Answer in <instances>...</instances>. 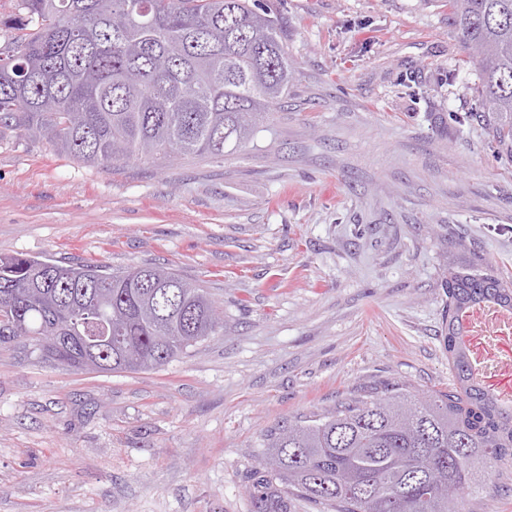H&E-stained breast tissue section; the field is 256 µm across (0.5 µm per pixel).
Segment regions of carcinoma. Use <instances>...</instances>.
Masks as SVG:
<instances>
[{
    "instance_id": "cac0c4a2",
    "label": "carcinoma",
    "mask_w": 512,
    "mask_h": 512,
    "mask_svg": "<svg viewBox=\"0 0 512 512\" xmlns=\"http://www.w3.org/2000/svg\"><path fill=\"white\" fill-rule=\"evenodd\" d=\"M479 72L493 138L512 153V0H448ZM0 125L84 164L242 149L288 94L277 17L250 0H18L0 20ZM446 391H369L269 431L266 488L335 512H466L488 466L512 464V406L476 380L461 316L512 312V282L479 264L448 272ZM201 285L170 269L47 267L0 255V348L25 343L74 371L143 372L221 322Z\"/></svg>"
}]
</instances>
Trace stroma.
<instances>
[{
    "label": "stroma",
    "instance_id": "stroma-1",
    "mask_svg": "<svg viewBox=\"0 0 512 512\" xmlns=\"http://www.w3.org/2000/svg\"><path fill=\"white\" fill-rule=\"evenodd\" d=\"M294 72L221 157L78 163L0 127V255L201 284L224 328L157 370L0 350V512H257L266 431L452 382V266L512 280V154L448 0H257ZM469 512H512L496 467Z\"/></svg>",
    "mask_w": 512,
    "mask_h": 512
}]
</instances>
